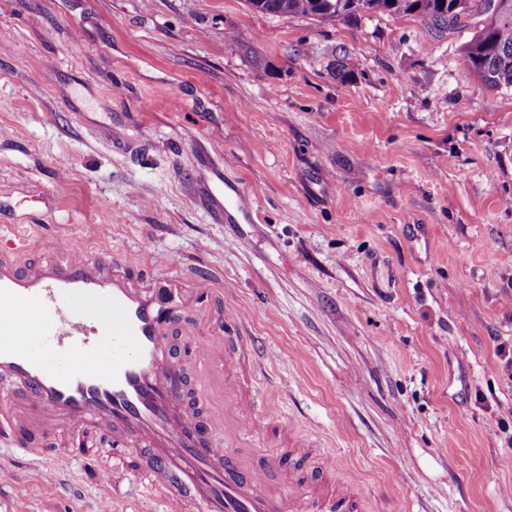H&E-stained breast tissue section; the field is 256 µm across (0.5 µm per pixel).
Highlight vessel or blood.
Returning <instances> with one entry per match:
<instances>
[{
  "label": "vessel or blood",
  "mask_w": 512,
  "mask_h": 512,
  "mask_svg": "<svg viewBox=\"0 0 512 512\" xmlns=\"http://www.w3.org/2000/svg\"><path fill=\"white\" fill-rule=\"evenodd\" d=\"M35 247L46 260L27 262ZM35 247L22 239L0 249V447L40 455L55 475L94 483L116 503L128 484H138L163 512H358L355 494L335 488L331 461L311 443L269 455L275 437L292 440L294 431L244 387L246 336L197 335L183 301L174 316L164 315L130 276L129 259L108 244L94 259L57 239ZM24 299L52 309L53 319L17 320L12 309ZM74 299L87 310L75 311ZM175 316L198 365L231 389L220 406L203 387L194 399L209 421L235 426L247 441L243 453L177 412ZM36 333L60 355L76 354L102 334L111 335L116 351L109 366L84 363L60 374L25 346Z\"/></svg>",
  "instance_id": "b4317fda"
}]
</instances>
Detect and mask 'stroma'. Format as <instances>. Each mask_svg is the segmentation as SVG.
<instances>
[{"mask_svg": "<svg viewBox=\"0 0 512 512\" xmlns=\"http://www.w3.org/2000/svg\"><path fill=\"white\" fill-rule=\"evenodd\" d=\"M1 29L0 241L57 236L94 259L98 224L162 297L185 293L172 274L210 277L196 308L246 313L261 401L335 460L362 512H512L495 351L512 340V88L472 81L471 26L0 0ZM214 197L246 217L216 221ZM29 348L64 373L111 363L113 344ZM0 467V512L18 495L113 512L16 453Z\"/></svg>", "mask_w": 512, "mask_h": 512, "instance_id": "1", "label": "stroma"}]
</instances>
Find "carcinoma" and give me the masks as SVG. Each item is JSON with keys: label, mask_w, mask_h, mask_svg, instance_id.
<instances>
[{"label": "carcinoma", "mask_w": 512, "mask_h": 512, "mask_svg": "<svg viewBox=\"0 0 512 512\" xmlns=\"http://www.w3.org/2000/svg\"><path fill=\"white\" fill-rule=\"evenodd\" d=\"M255 12L301 16L319 22L357 19L366 14L415 15L435 29L476 19L462 47V61L475 83L487 89L512 88V16L490 18V0H246Z\"/></svg>", "instance_id": "1"}]
</instances>
